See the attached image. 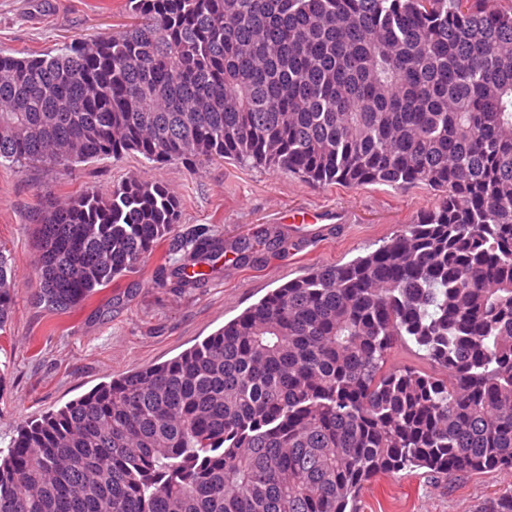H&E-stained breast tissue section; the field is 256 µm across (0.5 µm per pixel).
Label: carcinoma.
<instances>
[{
    "label": "carcinoma",
    "instance_id": "carcinoma-1",
    "mask_svg": "<svg viewBox=\"0 0 512 512\" xmlns=\"http://www.w3.org/2000/svg\"><path fill=\"white\" fill-rule=\"evenodd\" d=\"M478 2L125 0L108 36L0 51L12 164L134 151L438 192L374 251L23 426L0 512H357L382 474L512 469V6ZM178 213L159 181L45 202L31 300L67 311L136 272ZM284 247L263 230L231 249ZM223 250L202 224L155 284L204 288ZM13 299L0 253V329ZM409 344L433 371L389 363Z\"/></svg>",
    "mask_w": 512,
    "mask_h": 512
}]
</instances>
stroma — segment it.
<instances>
[{
	"label": "stroma",
	"instance_id": "stroma-1",
	"mask_svg": "<svg viewBox=\"0 0 512 512\" xmlns=\"http://www.w3.org/2000/svg\"><path fill=\"white\" fill-rule=\"evenodd\" d=\"M124 6L125 0H0V51L26 56L109 34ZM127 179L167 185L180 202V234L209 224L233 242L267 228L284 234L286 247L251 263L221 253L207 264V288L197 291L158 287L151 259L69 311L32 304L35 210L44 199L60 204L82 191L108 192ZM436 201L423 185L313 186L292 174L232 161L157 167L135 152L66 172L40 163L0 166V252L10 259L15 284L13 312L0 330V449L26 422L100 383L178 356L310 268L373 251ZM315 210L346 231L310 253L304 245L314 227L302 217ZM511 491L512 472L446 478L406 469L373 480L361 492L357 512H480Z\"/></svg>",
	"mask_w": 512,
	"mask_h": 512
}]
</instances>
